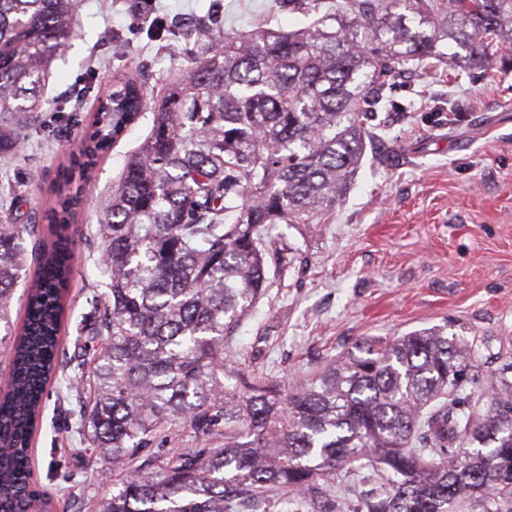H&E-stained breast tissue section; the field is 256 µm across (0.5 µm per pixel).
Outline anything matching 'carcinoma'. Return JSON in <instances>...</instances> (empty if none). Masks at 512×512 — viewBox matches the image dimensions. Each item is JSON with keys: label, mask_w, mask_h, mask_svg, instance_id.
Segmentation results:
<instances>
[{"label": "carcinoma", "mask_w": 512, "mask_h": 512, "mask_svg": "<svg viewBox=\"0 0 512 512\" xmlns=\"http://www.w3.org/2000/svg\"><path fill=\"white\" fill-rule=\"evenodd\" d=\"M312 23L243 38L188 37L197 55L153 112L101 205L104 300L83 328L95 398L80 415L91 464L122 475L101 512H240L285 490L289 512H342L339 476L376 467L347 512H512V352L481 380L476 344L442 329L366 336L282 391L226 353L267 287L279 224H319L350 192L407 71H512V0H290ZM78 25L73 0H0V155L20 150L52 63ZM465 51L467 64L457 53ZM144 83L97 98L77 169L89 172L142 116ZM58 173L41 216L36 281L9 321L38 225L0 219V512H56L31 445L56 377L70 291L69 229L83 187ZM483 386L484 409L470 389ZM199 448L154 452L176 428ZM25 273L27 274L26 279L21 280L16 286V290L10 307V320L15 327L20 326L23 319L24 301L26 295V292H24V290L28 287L30 280L33 276V266L31 265L30 269L28 268L26 271L21 272L23 277L25 276Z\"/></svg>", "instance_id": "carcinoma-1"}]
</instances>
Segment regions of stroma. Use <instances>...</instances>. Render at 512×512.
<instances>
[{"mask_svg":"<svg viewBox=\"0 0 512 512\" xmlns=\"http://www.w3.org/2000/svg\"><path fill=\"white\" fill-rule=\"evenodd\" d=\"M79 26L53 62L45 106L22 150L0 161V216L28 223L51 203L61 163L90 129L96 98L113 75H142L148 113L98 164L72 246V310L62 331L59 384L49 390L33 440L38 489L77 493L64 512H99L112 495L111 471L77 450L74 358L83 321L107 287L93 233L102 199L151 125L167 83L195 53L186 24L207 17L220 33L243 34L267 19L288 30L298 14L279 0H77ZM171 21L163 39L146 35L153 18ZM382 141L367 151L346 202L321 224L278 225L295 252L270 266L269 288L232 340L239 372L285 385L315 373L366 336L393 338L443 327L478 346L482 376L512 351V73L490 71L454 82L418 69L392 90Z\"/></svg>","mask_w":512,"mask_h":512,"instance_id":"obj_1","label":"stroma"}]
</instances>
